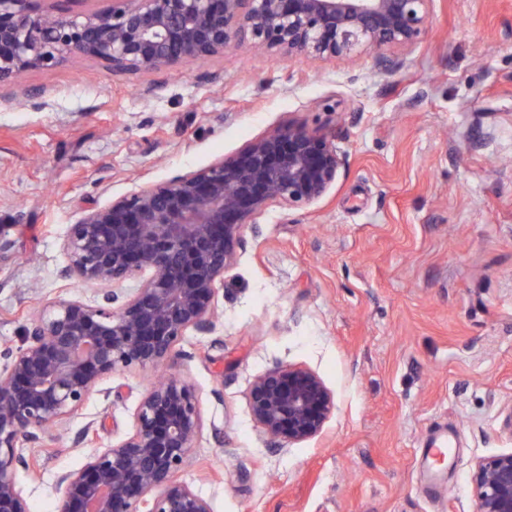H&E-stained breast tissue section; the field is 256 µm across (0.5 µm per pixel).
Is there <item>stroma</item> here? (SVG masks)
I'll use <instances>...</instances> for the list:
<instances>
[{
	"mask_svg": "<svg viewBox=\"0 0 512 512\" xmlns=\"http://www.w3.org/2000/svg\"><path fill=\"white\" fill-rule=\"evenodd\" d=\"M400 55L385 76L364 53L245 45L152 73L82 57L16 77L0 104V233L14 243L0 349L20 347L44 305L94 300L59 277L89 204L291 120L343 156L317 202L245 227L211 334L186 337L167 367L108 376L25 449L36 468L16 480L31 512H58L57 473L125 439L167 370L196 389L202 431L180 478L213 512H474L473 460L512 451V0H432L425 37ZM288 365L315 371L336 408L319 436L277 449L247 391ZM442 437L436 466L428 447Z\"/></svg>",
	"mask_w": 512,
	"mask_h": 512,
	"instance_id": "stroma-1",
	"label": "stroma"
}]
</instances>
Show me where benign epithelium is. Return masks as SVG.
Returning <instances> with one entry per match:
<instances>
[{
	"label": "benign epithelium",
	"instance_id": "1",
	"mask_svg": "<svg viewBox=\"0 0 512 512\" xmlns=\"http://www.w3.org/2000/svg\"><path fill=\"white\" fill-rule=\"evenodd\" d=\"M0 0V86L69 56L114 74L202 62L231 46L273 54L372 55L385 75L395 48L426 34L431 0H112L108 10H37ZM343 157L317 130L290 122L212 164L84 208L62 242L66 281L97 299L41 308L23 345L0 351V512H30L16 480L21 452L77 412L100 381L167 363L191 333L214 329L216 285L237 260L246 225L269 207L309 206L336 182ZM140 278L130 291L123 284ZM254 422L277 447L319 435L335 401L312 370L275 367L247 393ZM202 429L192 384L171 374L148 388L132 432L56 476L59 512H213L179 480ZM475 512H512V452L474 461Z\"/></svg>",
	"mask_w": 512,
	"mask_h": 512
}]
</instances>
